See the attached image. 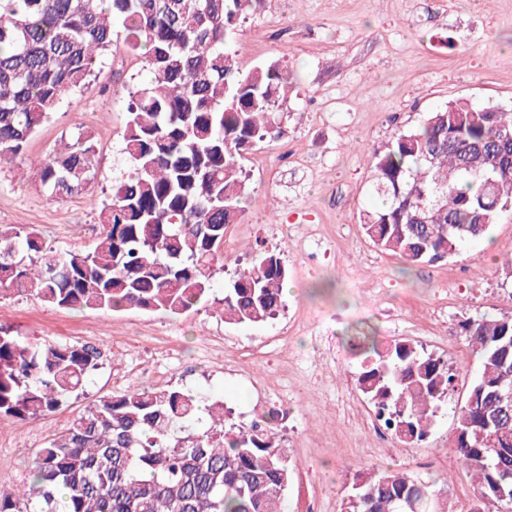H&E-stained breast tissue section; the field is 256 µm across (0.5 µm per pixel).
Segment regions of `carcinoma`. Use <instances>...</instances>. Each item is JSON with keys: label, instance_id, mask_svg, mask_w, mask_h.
Masks as SVG:
<instances>
[{"label": "carcinoma", "instance_id": "obj_1", "mask_svg": "<svg viewBox=\"0 0 512 512\" xmlns=\"http://www.w3.org/2000/svg\"><path fill=\"white\" fill-rule=\"evenodd\" d=\"M261 0H0V164L23 151L64 97L84 86L123 28L147 83L128 91L127 176L102 203L98 242L60 252L33 229L0 226V296L32 293L61 308L176 316L209 294L224 233L250 195L245 155L279 140L292 77L269 61L245 72L234 31ZM88 131L41 165L57 198L85 191L97 167ZM376 203L365 235L409 265L455 255L512 210V107L456 98L401 128L369 156ZM288 271L266 252L224 289L228 323H266L285 306ZM480 369L456 411V456L480 487L471 512H512V316L467 319ZM356 383L399 441L425 440L456 373L441 356L361 336ZM91 343L42 344L0 329V414L33 422L83 391L101 368ZM201 402L179 388L128 390L90 405L35 451L30 481L0 492V512H282L293 465L268 426L226 420L193 429ZM431 485L403 471L354 470L344 512H407Z\"/></svg>", "mask_w": 512, "mask_h": 512}]
</instances>
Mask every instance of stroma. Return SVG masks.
Masks as SVG:
<instances>
[{
  "instance_id": "obj_1",
  "label": "stroma",
  "mask_w": 512,
  "mask_h": 512,
  "mask_svg": "<svg viewBox=\"0 0 512 512\" xmlns=\"http://www.w3.org/2000/svg\"><path fill=\"white\" fill-rule=\"evenodd\" d=\"M243 70L278 60L294 79L284 138L246 156L251 196L224 234L211 292L172 317L136 310H65L24 294L0 299V326L43 343L98 345L101 368L83 394L40 420L0 415V490L28 482L37 448L90 404L114 393L176 386L224 402L232 422L279 412L278 437L295 467L285 512H341L351 464L404 469L433 483L448 512H471L477 484L451 446L455 410L478 359L460 323L512 315V213L447 260L406 265L364 235L373 204L368 158L397 127L457 97L512 104V0H264L233 36ZM138 57L115 41L89 85L66 96L24 152L0 166V225L36 229L58 251L81 252L102 231L99 204L129 171L123 152L127 89L143 82ZM91 131L97 172L85 192L49 197L37 171L61 138ZM288 268L286 307L266 324L225 323L230 277L265 251ZM371 330L408 339L453 363L455 392L426 443L377 432L356 387L348 338Z\"/></svg>"
}]
</instances>
